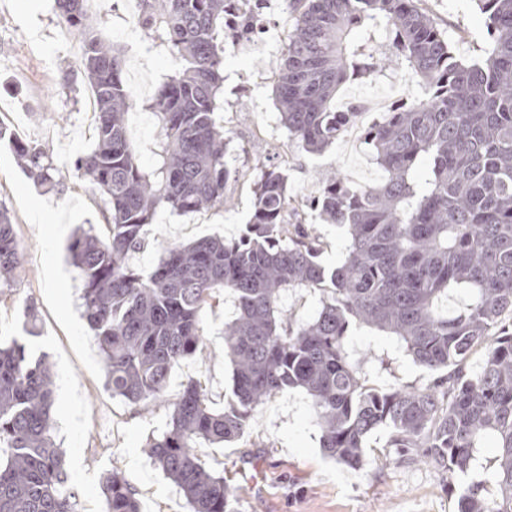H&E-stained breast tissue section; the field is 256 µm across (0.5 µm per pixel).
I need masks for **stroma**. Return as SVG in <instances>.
<instances>
[{
	"label": "stroma",
	"mask_w": 512,
	"mask_h": 512,
	"mask_svg": "<svg viewBox=\"0 0 512 512\" xmlns=\"http://www.w3.org/2000/svg\"><path fill=\"white\" fill-rule=\"evenodd\" d=\"M420 5L447 31L459 57L479 55L486 27L475 0H421ZM292 24V16L272 0L258 36L269 43L270 52L256 53L231 41L225 45L224 110L219 118L233 140L238 169L255 166L253 145L259 142L287 150L289 182L305 198L319 196L334 173L361 184L379 179L382 172L363 141L343 137L320 154L288 145L272 85ZM14 30L38 50L11 63L0 62V106L12 116V136L0 140V208L13 217L26 255L13 286L0 290V341L23 339L30 358L46 356L52 368L54 439L64 453L67 485L78 496L80 512H103L100 481L108 471L126 478L141 512H189L183 495L144 451L147 438L166 430L168 412L155 405L130 406L105 389L102 356L81 317V276L67 259L66 246L78 229L107 233L102 201L72 166L94 144L86 123L87 86L79 79L63 81L65 71L77 69L81 55L59 45L54 0H0V31ZM99 33L123 52L124 76L137 101L126 117L129 137L143 167H153L159 128L147 104L160 77L176 61L165 46L153 45L144 57L134 39L113 36L104 25ZM15 136L46 149L62 170V185L49 189L33 183L14 156ZM229 190L232 200L221 209L188 215L159 212L144 246L129 254V265L150 270L164 246L200 236L238 238L251 216L252 184L245 178L230 183ZM38 206L54 212L56 224L32 222ZM234 316L229 295L206 311V345L173 369L169 395L193 377L205 386L212 406L223 408L231 390V367L224 358L222 333ZM347 346L375 386H422L432 378L387 333L354 324ZM319 437L306 394L289 389L256 409L249 446L203 442L196 453L206 466L230 479L236 489L233 512H457L465 489L490 480L497 455L494 440L486 439L479 450L481 468L452 477L440 465L400 458L380 433L370 444L383 449V456L358 471L325 455Z\"/></svg>",
	"instance_id": "1"
}]
</instances>
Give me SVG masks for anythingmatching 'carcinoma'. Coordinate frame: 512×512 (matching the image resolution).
<instances>
[{
    "label": "carcinoma",
    "mask_w": 512,
    "mask_h": 512,
    "mask_svg": "<svg viewBox=\"0 0 512 512\" xmlns=\"http://www.w3.org/2000/svg\"><path fill=\"white\" fill-rule=\"evenodd\" d=\"M55 2L62 27L83 43L77 73L96 92L95 145L74 171L103 201L109 231L102 238L83 230L68 246L82 277L83 317L112 397L167 407V430L146 448L191 512H232V486L204 466L197 445L247 441L256 407L288 389L309 398L325 454L358 470L376 461L368 441L378 432L401 457L452 474L481 466V442L495 439L494 490L468 487L458 512H512V0H477L490 45L469 62L420 0H281L294 24L274 100L296 145L321 150L357 119L333 111L345 84L375 81L389 65L411 80V101L363 133L382 178L363 185L335 174L304 201L288 186V168L263 162L251 172L241 237L173 243L148 272L127 258L157 211L220 208L241 176L228 165L231 139L216 120L232 0H140L137 25L178 62L148 103L160 128L150 170L128 137L136 100L119 52L98 34L84 0ZM14 150L35 183H60L42 145L17 141ZM425 157L430 168L419 179ZM310 212L346 228L341 264L320 260ZM21 266L12 217L1 210L0 286ZM453 287L468 299L444 314ZM296 288L320 293L314 319L283 314L282 297ZM223 290L237 307L224 329L232 368L224 408H213L194 379L171 400V373L203 348V314ZM353 323L397 337L414 362L442 376L424 388L367 385L346 350ZM53 422L46 359L31 360L15 338L0 346V512H79ZM101 489L106 512H140L121 473L105 475Z\"/></svg>",
    "instance_id": "cac0c4a2"
}]
</instances>
